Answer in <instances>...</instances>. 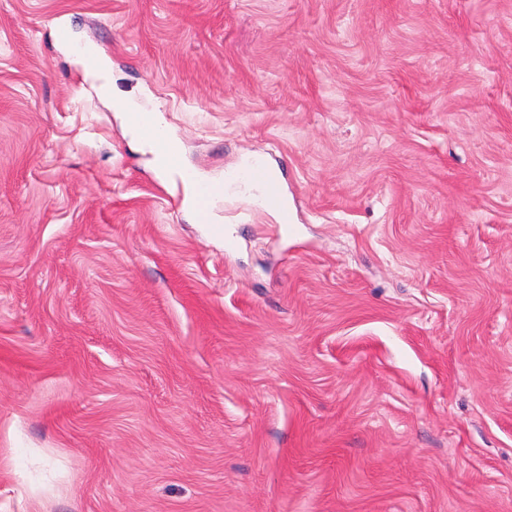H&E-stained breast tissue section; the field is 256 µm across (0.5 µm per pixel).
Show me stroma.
I'll return each mask as SVG.
<instances>
[{
	"instance_id": "35a3bbf8",
	"label": "stroma",
	"mask_w": 512,
	"mask_h": 512,
	"mask_svg": "<svg viewBox=\"0 0 512 512\" xmlns=\"http://www.w3.org/2000/svg\"><path fill=\"white\" fill-rule=\"evenodd\" d=\"M0 512H512V0H0ZM85 50L94 56L98 60V66L91 70L88 68H94L96 61L92 57L86 58V65L81 55L76 56V62L82 67L85 79H89L94 83V88L101 98L107 101L111 107L112 105L118 112H125L127 130L129 134L140 140L145 149H148L153 154V164L155 169L163 176H165L173 185L176 186V181L179 180L184 193V204L187 205L189 211L196 214V203L194 198L193 188L180 180V168L173 164L175 159L180 154V143L176 139L167 138L168 152L172 157V164L160 168L157 164V147L153 141V133L155 128H163L162 115L159 107H156L152 112H149L148 124L143 123L142 120L132 119L133 113H145L140 109L136 101L132 98L122 97L113 93V86L111 76L109 73V66L106 58L101 54L97 47L94 45H87ZM267 169L261 159L255 158L241 167L236 172V175L243 180L262 183L265 188L267 205L275 206L279 203L282 196L281 186L277 180L269 176Z\"/></svg>"
}]
</instances>
